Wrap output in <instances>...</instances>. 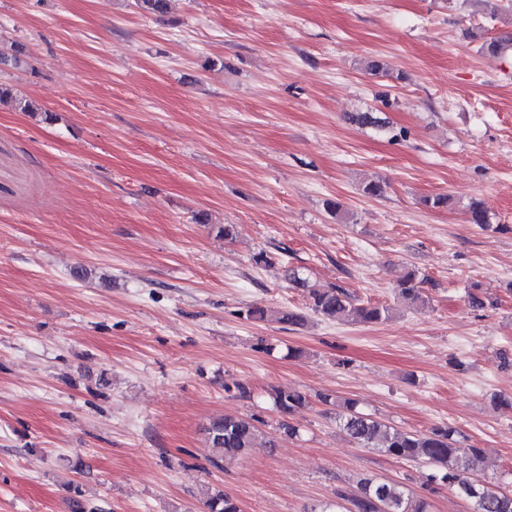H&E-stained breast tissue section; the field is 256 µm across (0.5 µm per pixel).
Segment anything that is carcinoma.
Masks as SVG:
<instances>
[{
	"label": "carcinoma",
	"instance_id": "carcinoma-1",
	"mask_svg": "<svg viewBox=\"0 0 512 512\" xmlns=\"http://www.w3.org/2000/svg\"><path fill=\"white\" fill-rule=\"evenodd\" d=\"M512 49V33L491 37L484 41L482 50L496 57L505 49ZM0 64L20 68L26 64L25 49L21 45L11 47V53L0 52ZM7 107L17 112H40L42 108L31 97L18 89L0 83V108ZM351 121L361 126L375 127L386 131V122L372 112H357ZM471 223L485 230L499 232L504 227L489 224L488 210L484 203L473 200L469 205ZM288 281L294 288L308 291L309 309L313 314L328 321L348 324L378 323L389 317L390 308L384 305L359 302L344 289L337 286L320 288L298 269H291ZM399 295L412 302H426V295L416 275L409 274L400 284ZM468 302L475 308L494 304L490 294L474 284L467 291ZM252 322L274 321L290 327H302L307 316L287 309H268L252 305L245 312ZM273 407L281 415L279 429L295 436L299 429L290 422V417L309 404L306 394L297 390L272 388L269 393ZM324 405L336 407V419L341 431L355 444L363 448H376L396 459L422 461L432 467L430 482L445 486L472 504L474 512H512V492L501 486L475 477L482 460L483 451L471 448L465 455L454 446V431L448 427H436L427 433L399 429L357 409V402L332 394L318 395ZM208 461L222 469L245 456L252 449L264 445L275 447L260 427L257 418L224 414L216 417L203 430ZM208 512H240L234 498L220 489L210 493L206 500ZM334 512H429L427 499L410 493L406 487L393 481H377L363 478L357 493L347 497L337 494Z\"/></svg>",
	"mask_w": 512,
	"mask_h": 512
}]
</instances>
